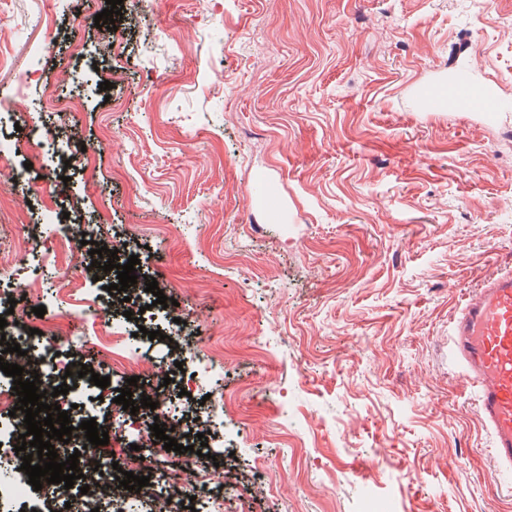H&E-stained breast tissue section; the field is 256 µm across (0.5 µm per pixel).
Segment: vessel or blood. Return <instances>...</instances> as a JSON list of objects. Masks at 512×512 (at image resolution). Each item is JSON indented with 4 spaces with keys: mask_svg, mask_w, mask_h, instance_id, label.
I'll list each match as a JSON object with an SVG mask.
<instances>
[{
    "mask_svg": "<svg viewBox=\"0 0 512 512\" xmlns=\"http://www.w3.org/2000/svg\"><path fill=\"white\" fill-rule=\"evenodd\" d=\"M462 383L479 395L498 463L512 469V273L472 291L452 326Z\"/></svg>",
    "mask_w": 512,
    "mask_h": 512,
    "instance_id": "vessel-or-blood-1",
    "label": "vessel or blood"
}]
</instances>
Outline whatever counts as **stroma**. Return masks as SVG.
<instances>
[{
	"mask_svg": "<svg viewBox=\"0 0 512 512\" xmlns=\"http://www.w3.org/2000/svg\"><path fill=\"white\" fill-rule=\"evenodd\" d=\"M105 7L0 0V246L17 219L30 241L0 286L40 270L10 319L52 331L50 381L77 355L109 377L105 452L145 426L69 282L146 351L140 385L181 362L185 413L212 388L196 356L223 353L224 512H512L450 352L469 293L512 272V0H123L111 31ZM64 224L135 238L173 300L161 338L114 320L84 245L48 260Z\"/></svg>",
	"mask_w": 512,
	"mask_h": 512,
	"instance_id": "1",
	"label": "stroma"
}]
</instances>
